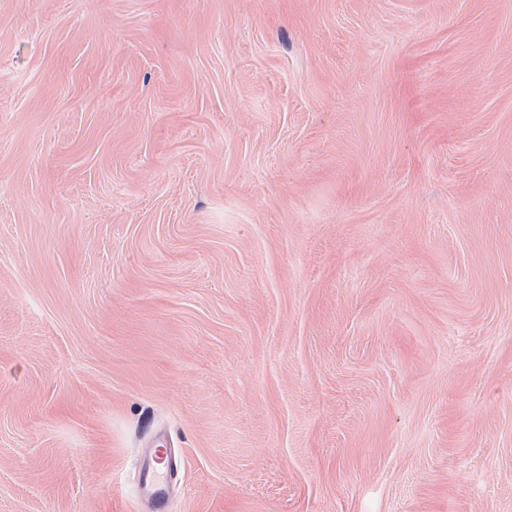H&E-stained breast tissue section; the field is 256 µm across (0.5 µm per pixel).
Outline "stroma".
<instances>
[{"instance_id":"1","label":"stroma","mask_w":512,"mask_h":512,"mask_svg":"<svg viewBox=\"0 0 512 512\" xmlns=\"http://www.w3.org/2000/svg\"><path fill=\"white\" fill-rule=\"evenodd\" d=\"M512 512V0H0V512ZM139 492L151 498L154 512H172L171 497L167 492L168 481L172 477L170 450L163 443L153 448L139 467Z\"/></svg>"}]
</instances>
